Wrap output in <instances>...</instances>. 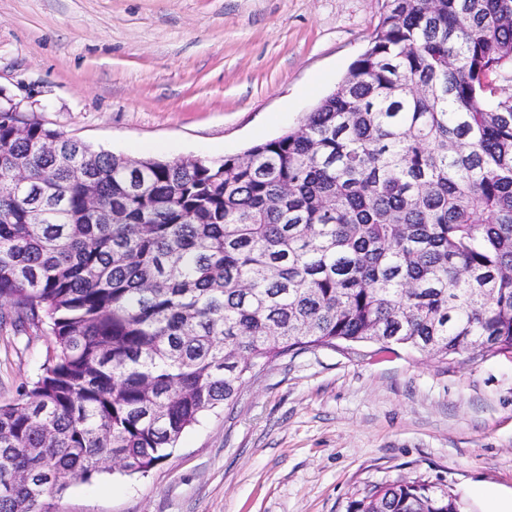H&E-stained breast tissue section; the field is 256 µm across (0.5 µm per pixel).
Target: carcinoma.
Listing matches in <instances>:
<instances>
[{
	"mask_svg": "<svg viewBox=\"0 0 512 512\" xmlns=\"http://www.w3.org/2000/svg\"><path fill=\"white\" fill-rule=\"evenodd\" d=\"M509 63L512 0H389L300 125L239 154L132 162L0 112V309L50 336L0 405V512L149 472L295 348L512 354ZM348 512L468 510L399 476Z\"/></svg>",
	"mask_w": 512,
	"mask_h": 512,
	"instance_id": "carcinoma-1",
	"label": "carcinoma"
}]
</instances>
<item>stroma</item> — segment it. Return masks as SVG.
<instances>
[{
  "instance_id": "obj_1",
  "label": "stroma",
  "mask_w": 512,
  "mask_h": 512,
  "mask_svg": "<svg viewBox=\"0 0 512 512\" xmlns=\"http://www.w3.org/2000/svg\"><path fill=\"white\" fill-rule=\"evenodd\" d=\"M383 0H0V88L96 150L219 159L295 127L365 50ZM48 338L0 327V403ZM442 480L512 501V357L295 350L145 474L73 483L56 512H347L365 485Z\"/></svg>"
}]
</instances>
